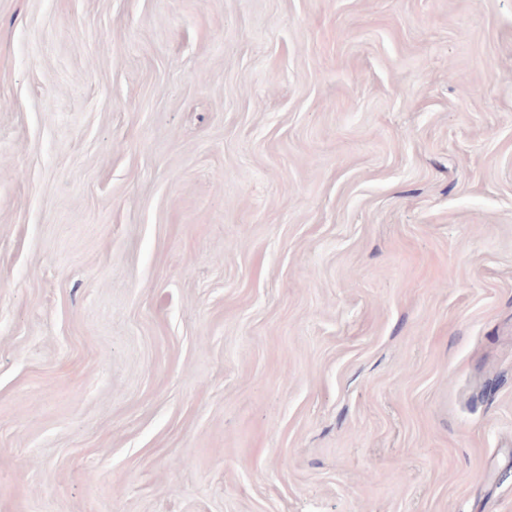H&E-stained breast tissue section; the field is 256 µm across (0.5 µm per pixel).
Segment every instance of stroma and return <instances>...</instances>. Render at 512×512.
Wrapping results in <instances>:
<instances>
[{
    "mask_svg": "<svg viewBox=\"0 0 512 512\" xmlns=\"http://www.w3.org/2000/svg\"><path fill=\"white\" fill-rule=\"evenodd\" d=\"M0 512H512V0H0Z\"/></svg>",
    "mask_w": 512,
    "mask_h": 512,
    "instance_id": "1",
    "label": "stroma"
}]
</instances>
